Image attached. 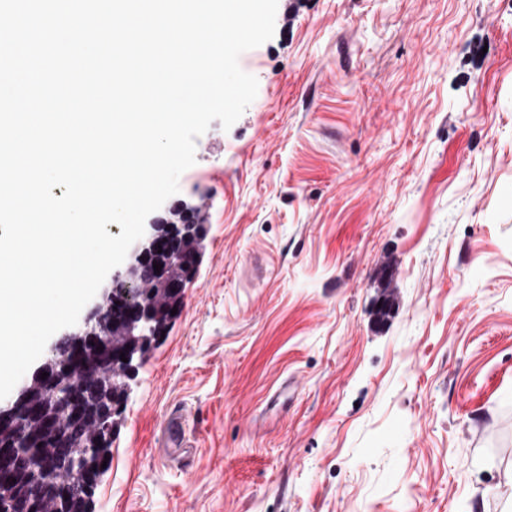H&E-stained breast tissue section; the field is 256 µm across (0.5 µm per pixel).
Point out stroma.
<instances>
[{"instance_id":"35a3bbf8","label":"stroma","mask_w":512,"mask_h":512,"mask_svg":"<svg viewBox=\"0 0 512 512\" xmlns=\"http://www.w3.org/2000/svg\"><path fill=\"white\" fill-rule=\"evenodd\" d=\"M239 65L93 512H512V0H278Z\"/></svg>"}]
</instances>
